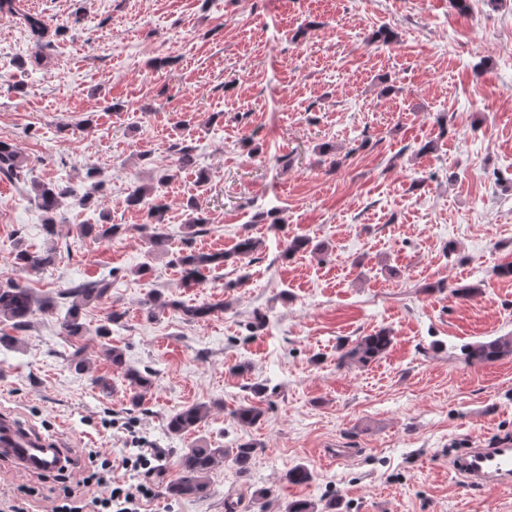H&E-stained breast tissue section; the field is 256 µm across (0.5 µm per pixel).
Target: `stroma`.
<instances>
[{
	"label": "stroma",
	"mask_w": 512,
	"mask_h": 512,
	"mask_svg": "<svg viewBox=\"0 0 512 512\" xmlns=\"http://www.w3.org/2000/svg\"><path fill=\"white\" fill-rule=\"evenodd\" d=\"M0 14V140L27 161L0 179V282L54 295L110 278L82 310L87 369L76 372L60 331L65 304L35 311L0 349V412L73 457H117L132 436L164 456L145 512H287L305 499L340 512H512V486L478 491L448 451L512 437V357L469 365L462 344L512 335V0H21ZM40 13L58 36L40 67L21 14ZM381 29L396 39L373 41ZM433 143L424 151L425 143ZM191 167L166 184L174 145ZM103 187L93 204L88 169ZM207 182H199V173ZM66 192L47 237L33 186ZM138 186L167 205V241L152 249ZM208 224L188 237L186 202ZM107 213L119 232L77 233ZM261 245L185 288L171 259L192 246ZM311 247L292 256L289 239ZM55 247L53 265L14 264L18 246ZM149 264L147 276L138 268ZM473 295L454 296V289ZM162 293L171 307L148 316ZM223 301L202 322L179 304ZM122 312L107 337L96 334ZM266 319L253 327L255 313ZM391 330L366 366L337 367L336 348ZM122 348L126 367L107 349ZM152 368L131 409L126 369ZM107 377L111 393L93 385ZM267 388V413L239 426L233 409ZM210 412L195 431L168 433L193 404ZM255 448L248 473L231 458L208 475L203 499H172L165 484L200 442ZM345 449L337 458V449ZM305 465L310 482L289 484ZM20 485L49 512L61 485L0 456V493Z\"/></svg>",
	"instance_id": "1"
}]
</instances>
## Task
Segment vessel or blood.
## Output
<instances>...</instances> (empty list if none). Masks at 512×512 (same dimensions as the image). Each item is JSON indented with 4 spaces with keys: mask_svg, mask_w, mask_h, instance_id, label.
I'll return each mask as SVG.
<instances>
[{
    "mask_svg": "<svg viewBox=\"0 0 512 512\" xmlns=\"http://www.w3.org/2000/svg\"><path fill=\"white\" fill-rule=\"evenodd\" d=\"M0 452L8 454L26 470L55 469L58 448L45 437L35 435L0 415ZM457 469L470 483L487 490L512 482V443L504 441L490 448L468 449Z\"/></svg>",
    "mask_w": 512,
    "mask_h": 512,
    "instance_id": "obj_1",
    "label": "vessel or blood"
}]
</instances>
